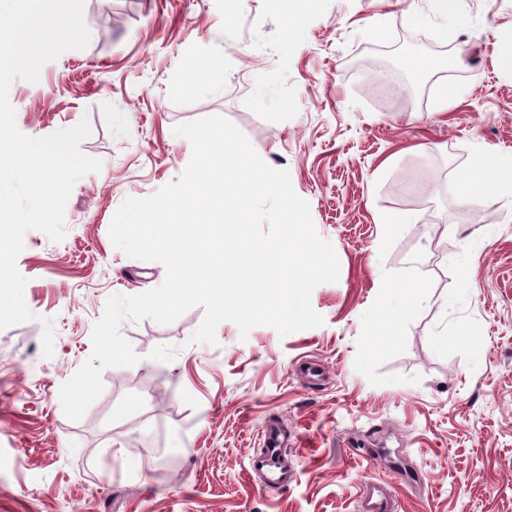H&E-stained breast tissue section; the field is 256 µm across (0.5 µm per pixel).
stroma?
Returning <instances> with one entry per match:
<instances>
[{
	"label": "stroma",
	"mask_w": 512,
	"mask_h": 512,
	"mask_svg": "<svg viewBox=\"0 0 512 512\" xmlns=\"http://www.w3.org/2000/svg\"><path fill=\"white\" fill-rule=\"evenodd\" d=\"M105 7L120 29L98 27ZM84 19L86 48L9 91L26 135L88 120L81 149L102 169L76 182L65 238L29 231L17 258L35 318L0 330V512H356L376 478L397 483L400 512H512V202L460 200L476 159L512 156V70L495 50L512 0H456L448 20L434 0H85ZM445 90L456 104L436 111ZM215 114L288 170L332 244L339 277L311 295L324 323L244 339L224 322L193 345L203 308L124 321L139 362L103 371L70 420L60 388L107 299L166 276L113 246V215L177 180L192 147L174 127ZM407 272L423 301L390 335L380 311ZM267 421L295 440L294 477L261 492L249 462ZM403 466L418 484H398Z\"/></svg>",
	"instance_id": "1"
}]
</instances>
